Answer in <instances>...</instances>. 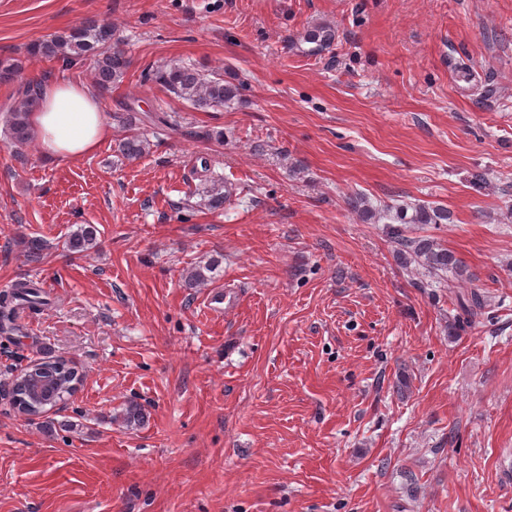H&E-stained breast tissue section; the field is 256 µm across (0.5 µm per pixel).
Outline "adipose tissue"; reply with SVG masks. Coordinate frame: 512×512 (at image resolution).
Segmentation results:
<instances>
[{
	"instance_id": "obj_1",
	"label": "adipose tissue",
	"mask_w": 512,
	"mask_h": 512,
	"mask_svg": "<svg viewBox=\"0 0 512 512\" xmlns=\"http://www.w3.org/2000/svg\"><path fill=\"white\" fill-rule=\"evenodd\" d=\"M36 98L29 123L48 160L84 157L111 137L101 100L86 84L47 77L39 81Z\"/></svg>"
}]
</instances>
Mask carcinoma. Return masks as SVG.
Segmentation results:
<instances>
[{"mask_svg": "<svg viewBox=\"0 0 512 512\" xmlns=\"http://www.w3.org/2000/svg\"><path fill=\"white\" fill-rule=\"evenodd\" d=\"M112 27L89 20L67 31L55 33L30 44L26 50L30 58H44L63 67L87 62L91 65L94 81L102 89L122 82L129 61L117 46L112 44ZM335 40V31L328 25H316L307 29L301 41L308 44L307 55L318 56L328 50ZM23 69V61L10 55L0 56V82L11 83L18 79ZM143 79L162 87L170 96L188 103L196 110L207 111L229 107L244 102L242 82H230L222 74H206L202 70L183 64L147 65L143 69ZM36 105V97L31 83H20L16 89V100L6 113L5 132L10 143L23 146L32 138L28 113ZM149 148L148 140L138 132H128L118 140L117 150L127 159L142 157ZM223 185L216 180L207 190L208 209L221 211L230 200V192L222 191ZM351 211L371 224H450L451 213L439 206L420 203L384 205L373 207L367 198L352 194L346 198ZM99 230L94 224H81L68 237L67 250L77 256H84L98 248ZM398 258L413 260L430 269L441 278L448 273L457 277L468 275L467 266L440 242L430 238H413L403 234L402 229L393 230ZM25 257L30 263H39L45 258L48 245L40 237L24 238ZM217 260L210 259L205 264L192 269L185 279V287L196 288L211 281V272L216 269ZM45 304L42 290L31 281H18L10 290L0 293V333L12 335L21 331L18 313ZM44 372L58 378L56 388L48 402L40 408V414L48 408L65 407L68 396L74 392L72 377L77 369L62 359L43 362Z\"/></svg>", "mask_w": 512, "mask_h": 512, "instance_id": "cac0c4a2", "label": "carcinoma"}]
</instances>
